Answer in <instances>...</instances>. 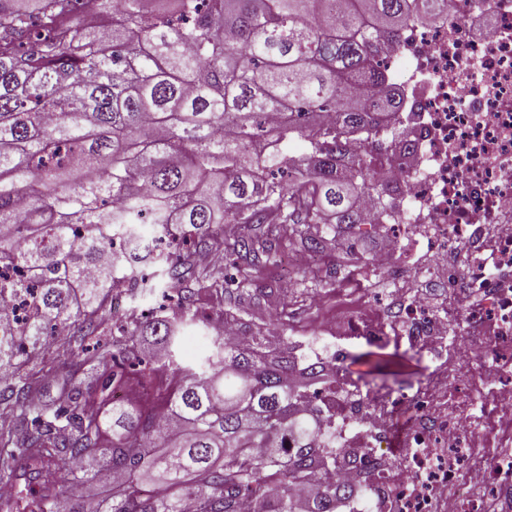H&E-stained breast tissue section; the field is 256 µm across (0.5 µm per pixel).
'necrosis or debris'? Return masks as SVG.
Returning a JSON list of instances; mask_svg holds the SVG:
<instances>
[{"label": "necrosis or debris", "mask_w": 512, "mask_h": 512, "mask_svg": "<svg viewBox=\"0 0 512 512\" xmlns=\"http://www.w3.org/2000/svg\"><path fill=\"white\" fill-rule=\"evenodd\" d=\"M381 63L399 80L397 118L414 144L379 172L403 189L391 248L352 268L342 295L385 309L382 327L356 319L355 339L404 342L432 364L398 392L341 371L315 393L319 440L343 460L317 478L370 487L356 512H490L512 501V0H444ZM421 281L442 303L416 294ZM401 419L397 459L386 446ZM485 448L498 451L493 465Z\"/></svg>", "instance_id": "1"}]
</instances>
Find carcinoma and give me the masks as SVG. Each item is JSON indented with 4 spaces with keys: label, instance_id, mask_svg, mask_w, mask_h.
<instances>
[{
    "label": "carcinoma",
    "instance_id": "1",
    "mask_svg": "<svg viewBox=\"0 0 512 512\" xmlns=\"http://www.w3.org/2000/svg\"><path fill=\"white\" fill-rule=\"evenodd\" d=\"M0 0V487L11 512H336L350 490L326 484L303 505L332 452L318 410L298 401L336 369L300 360L264 336L219 339L195 361L178 329L196 323L201 284L238 303L199 265L215 224L232 266L276 263L285 248L316 253L325 229L360 230L362 202L402 133L391 111L343 93L357 77L387 86L377 53L438 0ZM388 126L390 145L372 138ZM367 148L350 158L345 140ZM298 140L305 151L281 152ZM150 224L145 238L140 226ZM317 225L316 233L299 230ZM127 283L171 305L150 321L100 315ZM31 306L17 320L13 305ZM153 336L163 355L141 350ZM49 337L55 358L101 374L97 406L79 384L55 408L28 348ZM406 354L352 358L358 378L395 376ZM132 369L180 380L154 411L114 399ZM106 478L70 500L64 487Z\"/></svg>",
    "mask_w": 512,
    "mask_h": 512
}]
</instances>
